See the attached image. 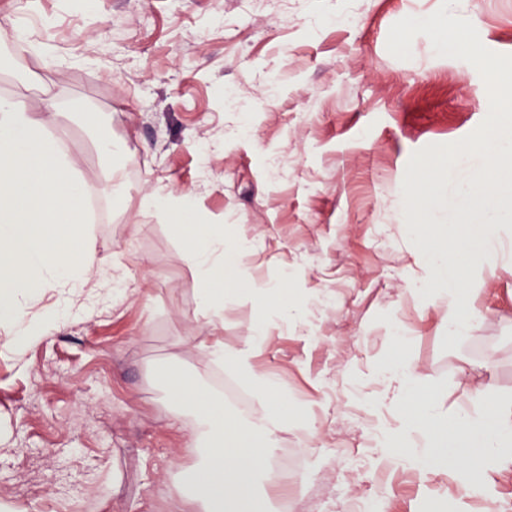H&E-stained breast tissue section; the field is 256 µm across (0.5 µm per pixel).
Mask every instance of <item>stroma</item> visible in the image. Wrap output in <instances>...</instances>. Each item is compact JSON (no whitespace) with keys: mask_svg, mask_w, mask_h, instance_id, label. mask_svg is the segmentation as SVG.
Returning a JSON list of instances; mask_svg holds the SVG:
<instances>
[{"mask_svg":"<svg viewBox=\"0 0 512 512\" xmlns=\"http://www.w3.org/2000/svg\"><path fill=\"white\" fill-rule=\"evenodd\" d=\"M46 46L0 61V97L42 113L73 168L100 184L119 168L124 192L96 198L84 232L96 269L70 316L17 352L0 323V512H198L180 491L197 464L198 423L176 411L156 375L167 366L223 398L206 348L195 270L173 223L145 204L158 189L190 193L200 223L224 227L246 274L289 279L310 294L300 323H279L260 361L313 409L271 449L308 448L311 480L281 484L311 512H348L346 493L378 491L385 512H466L470 492L383 460L395 421L376 356L410 361L455 401L458 383L490 381L512 397V274L485 285L474 339L438 327L407 282L425 274L418 220L467 225L482 214L464 181L432 182L435 208L404 191L426 158L484 139L487 99L512 90V0H0V47L17 27ZM462 49L440 46L436 31ZM84 102L76 114L68 105ZM112 116L111 154L92 116ZM125 279L115 303L89 304L101 273ZM248 294L228 304L224 347L251 341ZM363 459L355 471L349 456Z\"/></svg>","mask_w":512,"mask_h":512,"instance_id":"stroma-1","label":"stroma"}]
</instances>
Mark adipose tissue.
<instances>
[{"label":"adipose tissue","mask_w":512,"mask_h":512,"mask_svg":"<svg viewBox=\"0 0 512 512\" xmlns=\"http://www.w3.org/2000/svg\"><path fill=\"white\" fill-rule=\"evenodd\" d=\"M505 146L476 143L457 146L451 158L479 156L487 179L483 191L468 190V197L483 209L498 188ZM447 157V158H450ZM447 158L427 159L418 185L409 186L414 196L442 169ZM93 193L72 169L60 136L48 129L20 100L0 98V320L13 324L8 347L19 350L42 335L44 326L59 323L77 293L85 271L93 269L88 249L71 248L84 223L83 202ZM433 246L428 253L427 276L417 291H429L438 307L437 319L449 334L467 337L473 321L482 317L478 304L468 315L457 312L462 260L471 238H480L486 257L487 281L500 271L512 269V245L493 234L491 225H473L471 238L460 236L455 225L433 227ZM233 255L224 233L213 230L188 246L186 259L194 268L201 288L199 307L214 340L209 346L213 361L230 367L260 397V411L248 425L224 414L212 402L198 396L196 381L177 374L168 378L169 391L195 415L202 432L197 437L203 459L189 477L190 494L202 502L204 512H271L269 499L260 494L261 478L270 474L267 445L272 437L293 429L302 412L276 379L257 364L269 340L268 327L256 330L245 349L228 351L220 341L227 300L212 288L214 275ZM52 284L58 293L55 304L40 315L39 323L21 320L16 297L18 287L32 283ZM252 293L269 317L295 322L307 304L282 283H261ZM374 372L391 396L397 426L386 440V455L421 474L439 476L475 487L494 483L512 471V398L498 394L490 385L471 386L454 404H447L431 382L410 363H378Z\"/></svg>","instance_id":"obj_1"}]
</instances>
